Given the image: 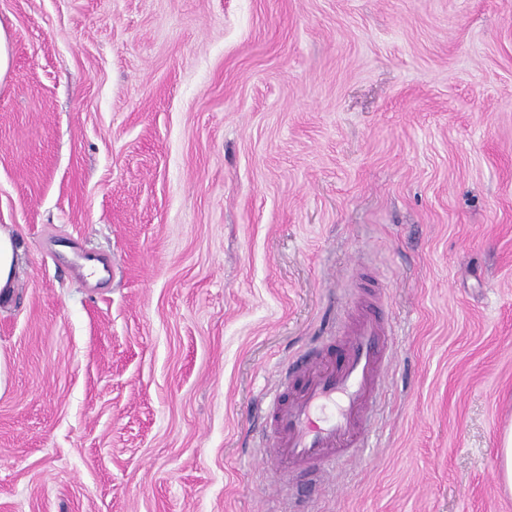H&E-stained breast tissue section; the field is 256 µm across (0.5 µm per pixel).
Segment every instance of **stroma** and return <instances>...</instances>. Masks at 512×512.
Instances as JSON below:
<instances>
[{
  "label": "stroma",
  "mask_w": 512,
  "mask_h": 512,
  "mask_svg": "<svg viewBox=\"0 0 512 512\" xmlns=\"http://www.w3.org/2000/svg\"><path fill=\"white\" fill-rule=\"evenodd\" d=\"M0 512H512V0H0ZM398 325L369 446L257 410ZM16 260V250L12 239L7 235L0 234V292L10 287ZM498 481L505 490L512 493V428L504 432L498 452Z\"/></svg>",
  "instance_id": "1"
}]
</instances>
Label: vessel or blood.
<instances>
[{"label":"vessel or blood","mask_w":512,"mask_h":512,"mask_svg":"<svg viewBox=\"0 0 512 512\" xmlns=\"http://www.w3.org/2000/svg\"><path fill=\"white\" fill-rule=\"evenodd\" d=\"M391 336L381 299L372 293L335 335L321 338L298 385L267 399L264 424L275 461L320 475L367 447Z\"/></svg>","instance_id":"1"}]
</instances>
